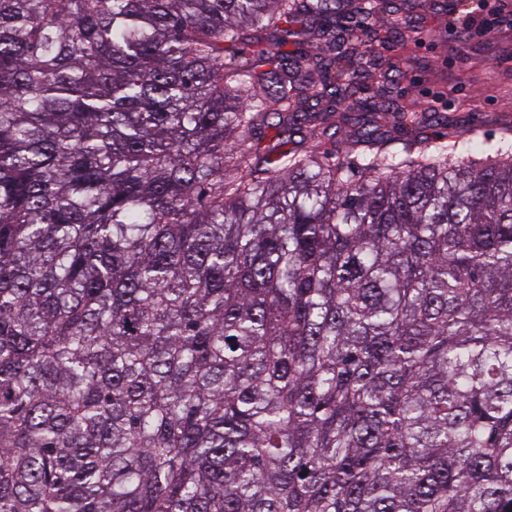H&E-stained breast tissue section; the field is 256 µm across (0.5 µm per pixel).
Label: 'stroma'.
I'll return each instance as SVG.
<instances>
[{"label":"stroma","instance_id":"obj_1","mask_svg":"<svg viewBox=\"0 0 512 512\" xmlns=\"http://www.w3.org/2000/svg\"><path fill=\"white\" fill-rule=\"evenodd\" d=\"M410 27L432 33L433 41L407 38L381 50L380 76L361 93L370 105L380 95L409 108L433 107L442 122L416 131L399 130L402 139H437L447 130L474 132L488 152L512 149V0H483L500 25L491 36L474 26H453L460 0H394Z\"/></svg>","mask_w":512,"mask_h":512}]
</instances>
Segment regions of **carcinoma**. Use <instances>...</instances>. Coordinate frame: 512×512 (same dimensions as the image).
I'll return each mask as SVG.
<instances>
[{"label": "carcinoma", "mask_w": 512, "mask_h": 512, "mask_svg": "<svg viewBox=\"0 0 512 512\" xmlns=\"http://www.w3.org/2000/svg\"><path fill=\"white\" fill-rule=\"evenodd\" d=\"M348 2L0 0V512H512V152Z\"/></svg>", "instance_id": "1"}]
</instances>
